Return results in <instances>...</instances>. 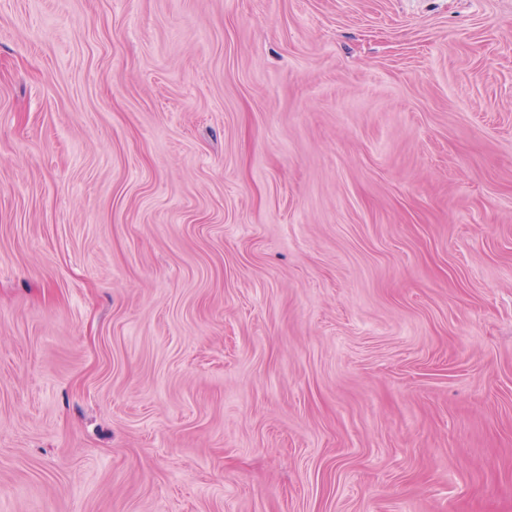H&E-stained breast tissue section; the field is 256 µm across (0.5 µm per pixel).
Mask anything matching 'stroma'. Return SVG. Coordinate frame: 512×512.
I'll use <instances>...</instances> for the list:
<instances>
[{
  "mask_svg": "<svg viewBox=\"0 0 512 512\" xmlns=\"http://www.w3.org/2000/svg\"><path fill=\"white\" fill-rule=\"evenodd\" d=\"M0 512H512V0H0Z\"/></svg>",
  "mask_w": 512,
  "mask_h": 512,
  "instance_id": "stroma-1",
  "label": "stroma"
}]
</instances>
